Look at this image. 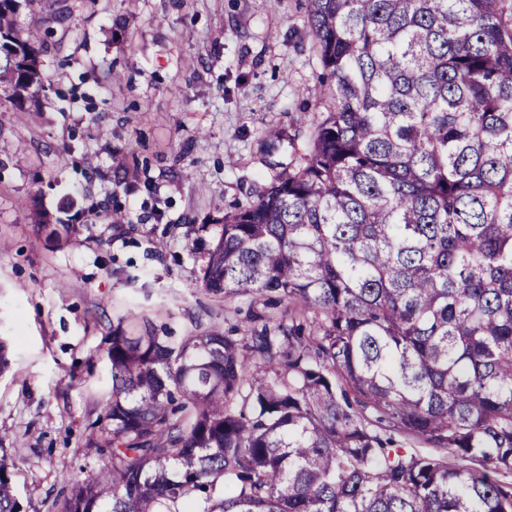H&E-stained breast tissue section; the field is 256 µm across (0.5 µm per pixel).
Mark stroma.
<instances>
[{
    "instance_id": "obj_1",
    "label": "stroma",
    "mask_w": 512,
    "mask_h": 512,
    "mask_svg": "<svg viewBox=\"0 0 512 512\" xmlns=\"http://www.w3.org/2000/svg\"><path fill=\"white\" fill-rule=\"evenodd\" d=\"M35 14L46 92L0 103V454L21 512H58L67 478L104 462L85 443L112 395L113 329L133 313L177 338L223 328L188 227L212 239L302 153L325 95L305 0H43ZM62 223L78 227L66 243Z\"/></svg>"
}]
</instances>
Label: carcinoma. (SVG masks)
I'll return each mask as SVG.
<instances>
[{
  "instance_id": "obj_1",
  "label": "carcinoma",
  "mask_w": 512,
  "mask_h": 512,
  "mask_svg": "<svg viewBox=\"0 0 512 512\" xmlns=\"http://www.w3.org/2000/svg\"><path fill=\"white\" fill-rule=\"evenodd\" d=\"M33 2L0 0L18 107L45 90ZM306 12L329 90L310 149L199 267L246 319L118 324L86 442L109 460L59 512H512V0Z\"/></svg>"
}]
</instances>
